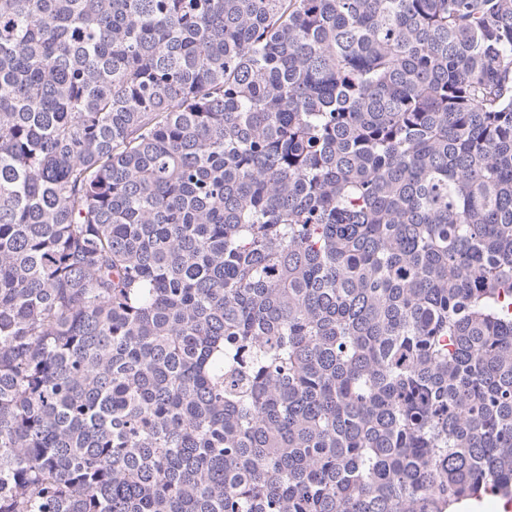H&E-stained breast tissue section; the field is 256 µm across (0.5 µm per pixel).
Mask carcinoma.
<instances>
[{
    "label": "carcinoma",
    "mask_w": 512,
    "mask_h": 512,
    "mask_svg": "<svg viewBox=\"0 0 512 512\" xmlns=\"http://www.w3.org/2000/svg\"><path fill=\"white\" fill-rule=\"evenodd\" d=\"M512 499V0H0V512Z\"/></svg>",
    "instance_id": "obj_1"
}]
</instances>
